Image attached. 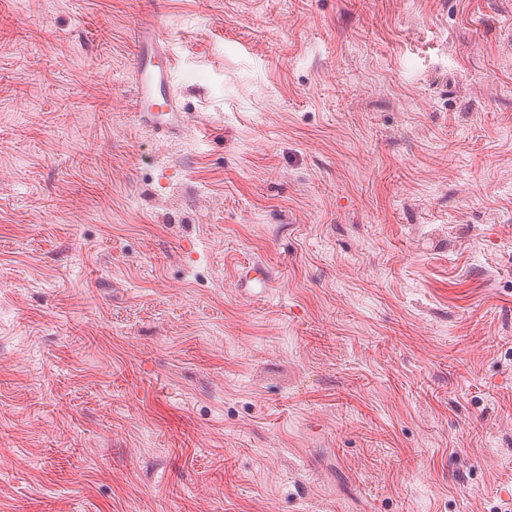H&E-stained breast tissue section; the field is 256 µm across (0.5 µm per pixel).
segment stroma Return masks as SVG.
Masks as SVG:
<instances>
[{"label": "stroma", "instance_id": "stroma-1", "mask_svg": "<svg viewBox=\"0 0 512 512\" xmlns=\"http://www.w3.org/2000/svg\"><path fill=\"white\" fill-rule=\"evenodd\" d=\"M149 2L0 0V512H512V0H162L169 139ZM134 37L135 108L158 132L179 130L185 113L171 93L174 66L161 30L156 21L151 20L137 27Z\"/></svg>", "mask_w": 512, "mask_h": 512}]
</instances>
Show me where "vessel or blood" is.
I'll list each match as a JSON object with an SVG mask.
<instances>
[{
    "instance_id": "obj_1",
    "label": "vessel or blood",
    "mask_w": 512,
    "mask_h": 512,
    "mask_svg": "<svg viewBox=\"0 0 512 512\" xmlns=\"http://www.w3.org/2000/svg\"><path fill=\"white\" fill-rule=\"evenodd\" d=\"M134 105L156 130L176 131L183 125V110L171 93L173 62L156 22L136 28Z\"/></svg>"
}]
</instances>
